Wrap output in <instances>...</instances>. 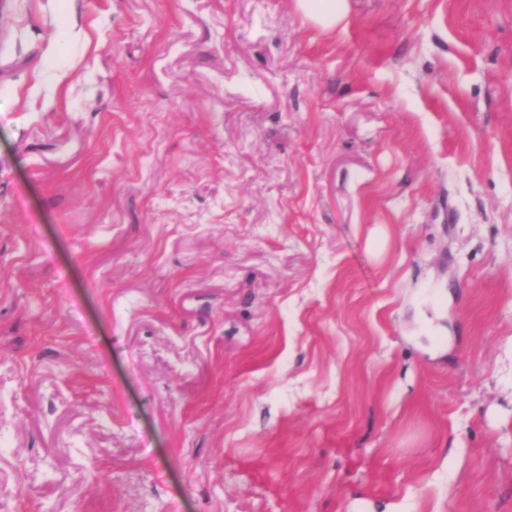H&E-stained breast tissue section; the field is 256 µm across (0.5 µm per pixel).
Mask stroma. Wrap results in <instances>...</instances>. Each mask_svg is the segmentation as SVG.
<instances>
[{
	"label": "stroma",
	"instance_id": "1",
	"mask_svg": "<svg viewBox=\"0 0 512 512\" xmlns=\"http://www.w3.org/2000/svg\"><path fill=\"white\" fill-rule=\"evenodd\" d=\"M0 512H512V0H8ZM298 8L324 26H334L342 16L343 0H297Z\"/></svg>",
	"mask_w": 512,
	"mask_h": 512
}]
</instances>
